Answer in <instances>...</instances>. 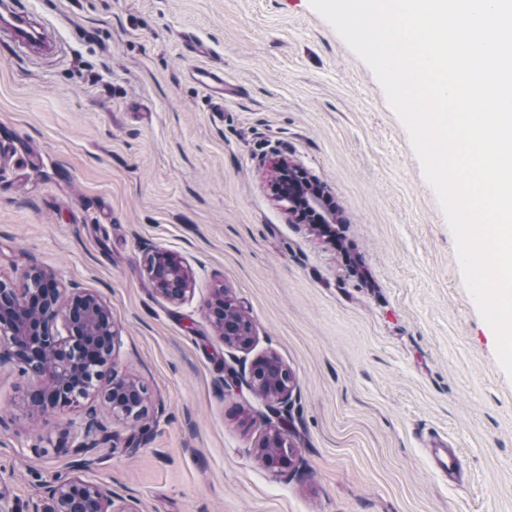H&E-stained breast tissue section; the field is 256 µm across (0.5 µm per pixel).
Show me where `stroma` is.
<instances>
[{
  "instance_id": "obj_1",
  "label": "stroma",
  "mask_w": 512,
  "mask_h": 512,
  "mask_svg": "<svg viewBox=\"0 0 512 512\" xmlns=\"http://www.w3.org/2000/svg\"><path fill=\"white\" fill-rule=\"evenodd\" d=\"M55 33L27 56L0 39V278L33 265L98 294L112 364L147 420L101 419L89 478L136 512H512V376L454 236L371 68L310 0H14ZM207 51L191 52L190 42ZM224 73V109L192 72ZM328 190L336 241L289 217L267 165ZM194 277L173 303L146 267ZM248 315L225 345L206 304ZM273 354L295 381L283 478L257 443L281 419L251 389ZM32 376L0 365V495L32 512L79 458L81 408L36 418ZM446 438V481L424 449ZM157 264L153 270L147 268L150 279L160 294L172 302H181L191 293L193 275L187 265L177 255L159 250L154 254ZM224 305V290H221L220 296H218L214 302L208 304L209 314L213 318V323L217 328L219 336H221L224 343L230 347H235L241 350L249 349L253 342L251 331L248 333H242L240 336L232 333L224 325Z\"/></svg>"
}]
</instances>
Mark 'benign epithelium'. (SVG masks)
Returning <instances> with one entry per match:
<instances>
[{"label": "benign epithelium", "instance_id": "obj_1", "mask_svg": "<svg viewBox=\"0 0 512 512\" xmlns=\"http://www.w3.org/2000/svg\"><path fill=\"white\" fill-rule=\"evenodd\" d=\"M271 188L288 203V214L319 213L315 226L328 231L335 215L326 208L321 192L310 186L305 173L292 160L275 157L269 161ZM157 264L148 271L157 291L172 302H181L191 292L193 275L177 255L159 250ZM25 287L7 290L0 280V364H14L35 376L30 397L33 411L55 413L87 398L86 372L96 371L105 379L102 395L109 413L115 418L146 416V407L134 403L133 394L142 391L136 379L117 374L109 366L112 349L118 339L112 324L110 307L97 295L65 292L56 273L33 267L24 272ZM224 296L208 304L219 336L230 347L250 348L252 333L236 335L224 325ZM250 381L272 408L288 407L293 381L275 355L251 363ZM104 424L90 413L81 440L73 446L76 453H88L97 447ZM263 462L282 476L297 468L299 455L288 432L280 427L267 432L258 444ZM33 512H126L115 507L112 491L75 475L47 487L45 496Z\"/></svg>", "mask_w": 512, "mask_h": 512}]
</instances>
